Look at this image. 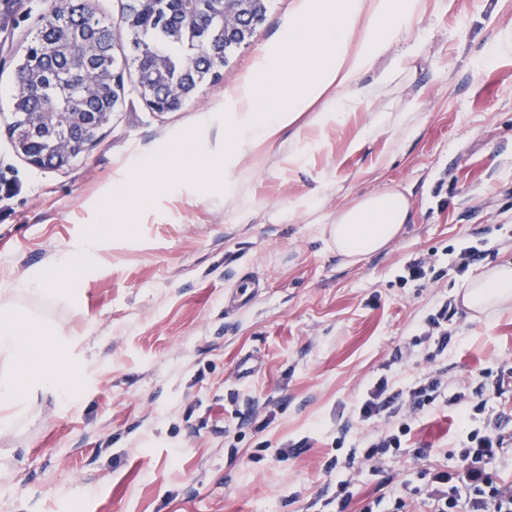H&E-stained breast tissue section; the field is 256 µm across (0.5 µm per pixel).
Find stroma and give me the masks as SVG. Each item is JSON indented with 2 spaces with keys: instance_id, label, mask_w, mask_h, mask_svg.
<instances>
[{
  "instance_id": "obj_1",
  "label": "stroma",
  "mask_w": 512,
  "mask_h": 512,
  "mask_svg": "<svg viewBox=\"0 0 512 512\" xmlns=\"http://www.w3.org/2000/svg\"><path fill=\"white\" fill-rule=\"evenodd\" d=\"M49 5L25 0L0 42V300L69 339L85 373L79 394L38 393L0 431V512H361L400 492L407 512H429L430 477L463 478L473 427L512 436V391L484 392L471 422L442 408L419 416L376 473L361 462L355 405L381 376L400 387L437 370L452 390L472 392L483 370L512 366V304L481 315L462 304L471 281L512 261V53L488 52L512 22V0H452L424 21L413 68L376 99L397 113L418 95L415 136L389 130L354 151L368 112L325 127L308 112L301 131L241 160L248 181L232 193L224 96L280 36L296 0H271L250 42L177 111L152 113L127 71L110 127L62 169L29 164L5 131L17 52ZM172 143L181 157L170 174L140 171L141 156ZM123 180L153 201L113 202L112 234L69 294L15 291L82 245ZM386 188L408 191L413 223L348 263L321 217ZM292 204L294 219L275 221ZM464 244L482 252L465 270ZM420 257L433 277L402 282ZM445 302L455 314L438 355L426 319ZM405 346L413 358L397 359ZM251 400L259 413L239 426ZM346 476L354 488L343 503Z\"/></svg>"
}]
</instances>
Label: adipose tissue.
Returning <instances> with one entry per match:
<instances>
[{
  "instance_id": "obj_1",
  "label": "adipose tissue",
  "mask_w": 512,
  "mask_h": 512,
  "mask_svg": "<svg viewBox=\"0 0 512 512\" xmlns=\"http://www.w3.org/2000/svg\"><path fill=\"white\" fill-rule=\"evenodd\" d=\"M445 0H298L280 38L255 61L228 101L233 106L224 166L233 168L304 112L320 108L324 122L343 123L357 107L371 106L377 88L394 81L419 56L422 38L411 32ZM420 105L410 101L398 115L379 111L364 124L353 149L389 129L413 135ZM414 218L412 204L398 189L367 193L337 208L324 231L338 255L355 262L387 246ZM103 245L93 233L74 254L55 259L48 274L23 280L27 293L60 295ZM512 301V263L474 281L463 296L474 312ZM67 341L41 321L0 305V404L18 407L38 392L80 391L82 367L66 353Z\"/></svg>"
}]
</instances>
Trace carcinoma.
<instances>
[{"label": "carcinoma", "instance_id": "1", "mask_svg": "<svg viewBox=\"0 0 512 512\" xmlns=\"http://www.w3.org/2000/svg\"><path fill=\"white\" fill-rule=\"evenodd\" d=\"M271 0H253L251 25L231 31L209 0H126L127 52L117 59L111 20L93 0H56L17 57L8 133L18 154L54 167L52 124L46 112H70L69 138L81 147L112 122L123 101L112 84L118 64L149 74L157 101L190 99L227 55L248 43Z\"/></svg>", "mask_w": 512, "mask_h": 512}]
</instances>
